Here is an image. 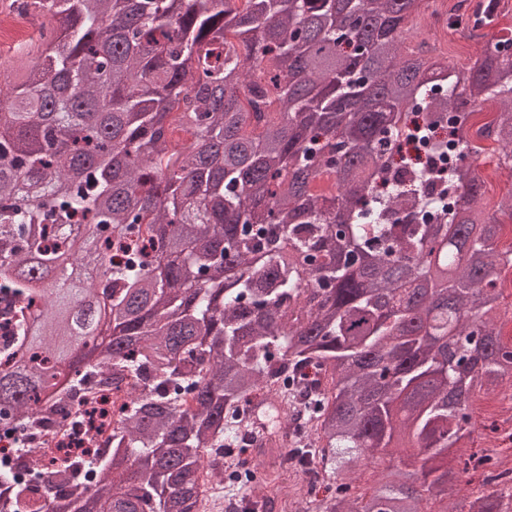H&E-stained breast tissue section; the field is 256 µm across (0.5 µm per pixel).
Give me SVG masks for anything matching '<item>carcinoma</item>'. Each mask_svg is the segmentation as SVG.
<instances>
[{"label": "carcinoma", "instance_id": "obj_1", "mask_svg": "<svg viewBox=\"0 0 512 512\" xmlns=\"http://www.w3.org/2000/svg\"><path fill=\"white\" fill-rule=\"evenodd\" d=\"M16 2L5 13L39 35L0 56V427L61 414L64 384L142 388L112 428L110 457L138 464L131 491L96 462L63 496L73 464L39 456L28 473L55 477L48 496L7 506L17 477L0 470V512H196V489L268 487L291 455L322 474L315 512H455L449 480L479 469L485 491L461 512H512V469L468 450L475 398L512 389L496 287L512 247L480 204L476 164L449 176L440 224L412 223L440 201L435 183L388 177L421 100L437 108L429 138L473 156L468 114L496 102L512 163V36L440 77L405 47L426 0ZM500 2L482 0L481 26ZM447 113L453 127L438 126ZM445 226L450 279L427 261ZM90 249L109 265L102 288L73 275ZM109 321L119 336L73 376L70 341ZM281 367L313 370L299 397L318 446L276 439L264 479L244 461L224 477L233 415ZM385 456L365 491L336 481Z\"/></svg>", "mask_w": 512, "mask_h": 512}]
</instances>
